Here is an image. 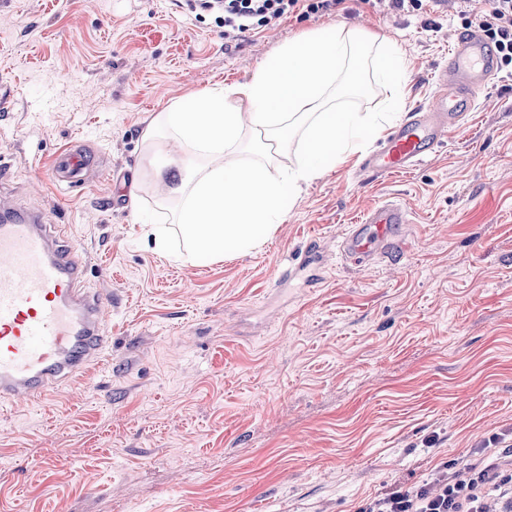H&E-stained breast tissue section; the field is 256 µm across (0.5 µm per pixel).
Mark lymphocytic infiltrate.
I'll return each instance as SVG.
<instances>
[{
    "mask_svg": "<svg viewBox=\"0 0 512 512\" xmlns=\"http://www.w3.org/2000/svg\"><path fill=\"white\" fill-rule=\"evenodd\" d=\"M342 0H186L214 12L225 41L280 26L290 18L339 6ZM464 27L481 29L501 64L512 67V0H447ZM357 512H512V447L477 448L466 464L440 463L415 487L394 486Z\"/></svg>",
    "mask_w": 512,
    "mask_h": 512,
    "instance_id": "f902f5d3",
    "label": "lymphocytic infiltrate"
}]
</instances>
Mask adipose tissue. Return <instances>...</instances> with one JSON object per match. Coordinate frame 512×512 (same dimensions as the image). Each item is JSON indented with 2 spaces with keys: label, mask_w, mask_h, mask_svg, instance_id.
<instances>
[{
  "label": "adipose tissue",
  "mask_w": 512,
  "mask_h": 512,
  "mask_svg": "<svg viewBox=\"0 0 512 512\" xmlns=\"http://www.w3.org/2000/svg\"><path fill=\"white\" fill-rule=\"evenodd\" d=\"M372 44L360 26L308 32L283 43L233 91L197 90L151 117L145 141L152 150H160L161 133L182 147L165 156L162 169L181 199L187 259L260 246L306 187L382 135L385 113L336 103L352 89L358 47ZM291 149L294 167L279 171L276 157ZM230 151L248 157L224 164ZM197 155L205 165L194 164Z\"/></svg>",
  "instance_id": "adipose-tissue-1"
}]
</instances>
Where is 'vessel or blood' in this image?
Returning <instances> with one entry per match:
<instances>
[{
    "label": "vessel or blood",
    "instance_id": "vessel-or-blood-1",
    "mask_svg": "<svg viewBox=\"0 0 512 512\" xmlns=\"http://www.w3.org/2000/svg\"><path fill=\"white\" fill-rule=\"evenodd\" d=\"M498 60L477 29L463 31L440 69L428 105L414 106L362 161L376 175L406 172L463 128L477 94L498 75ZM88 160L65 155L53 183L74 188ZM409 217L397 202L366 210L341 239L346 258L364 263L386 257ZM86 260L45 214L7 200L0 190V405L24 398L47 401L59 385L102 361L108 338L107 300L85 285Z\"/></svg>",
    "mask_w": 512,
    "mask_h": 512
}]
</instances>
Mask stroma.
I'll return each instance as SVG.
<instances>
[{"label": "stroma", "instance_id": "35a3bbf8", "mask_svg": "<svg viewBox=\"0 0 512 512\" xmlns=\"http://www.w3.org/2000/svg\"><path fill=\"white\" fill-rule=\"evenodd\" d=\"M404 56L403 108L427 104L461 22L426 0H368L228 46L177 0H0V155L16 205L68 227L111 295L106 361L54 401L0 409V512H356L512 435V75L464 131L410 171L360 156L309 185L251 253L186 261L175 205L145 152L154 113L249 80L304 32L349 26ZM351 112H384L371 63ZM97 169L43 192L60 148ZM388 200L412 222L395 260L359 267L345 225ZM165 227L173 252L146 229ZM304 275L279 280L293 260Z\"/></svg>", "mask_w": 512, "mask_h": 512}]
</instances>
